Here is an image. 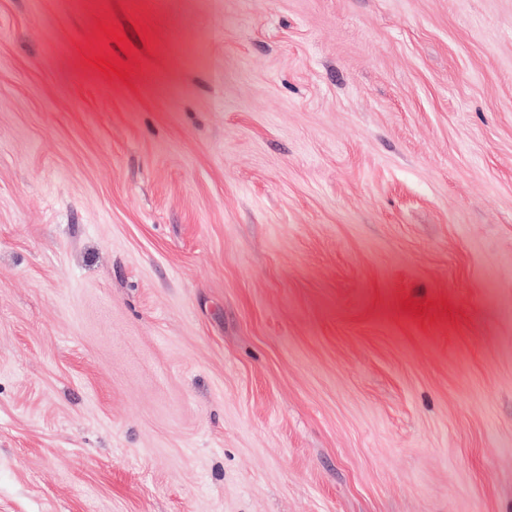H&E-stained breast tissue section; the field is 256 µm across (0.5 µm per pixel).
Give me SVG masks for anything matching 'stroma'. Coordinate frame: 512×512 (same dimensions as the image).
Listing matches in <instances>:
<instances>
[{
    "label": "stroma",
    "mask_w": 512,
    "mask_h": 512,
    "mask_svg": "<svg viewBox=\"0 0 512 512\" xmlns=\"http://www.w3.org/2000/svg\"><path fill=\"white\" fill-rule=\"evenodd\" d=\"M0 512H512V0H0Z\"/></svg>",
    "instance_id": "obj_1"
}]
</instances>
